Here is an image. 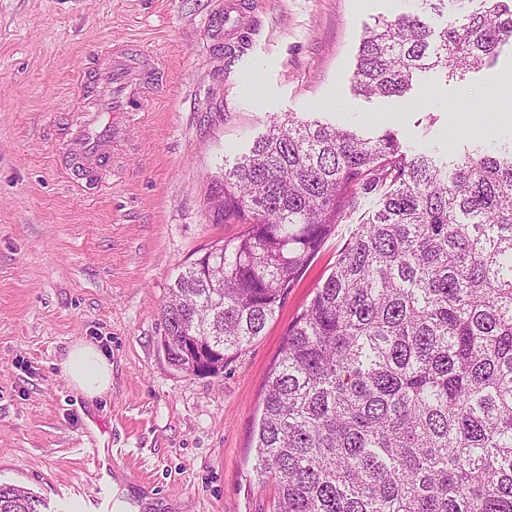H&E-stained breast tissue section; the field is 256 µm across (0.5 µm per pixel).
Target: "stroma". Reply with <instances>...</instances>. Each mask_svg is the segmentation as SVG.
I'll list each match as a JSON object with an SVG mask.
<instances>
[{"instance_id":"obj_1","label":"stroma","mask_w":512,"mask_h":512,"mask_svg":"<svg viewBox=\"0 0 512 512\" xmlns=\"http://www.w3.org/2000/svg\"><path fill=\"white\" fill-rule=\"evenodd\" d=\"M414 0H0V484L40 512H275L253 425L289 323L332 271L362 215L338 224L262 336L214 377L176 371L159 347L177 274L241 232L213 223L207 187L274 115L396 130L418 152L469 119L512 110L490 67L419 73L403 98L359 95L352 74L376 17ZM163 85L130 117L106 193L67 172L73 80L111 45ZM112 363L90 400L60 364L78 342Z\"/></svg>"}]
</instances>
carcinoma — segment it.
Masks as SVG:
<instances>
[{
	"instance_id": "carcinoma-1",
	"label": "carcinoma",
	"mask_w": 512,
	"mask_h": 512,
	"mask_svg": "<svg viewBox=\"0 0 512 512\" xmlns=\"http://www.w3.org/2000/svg\"><path fill=\"white\" fill-rule=\"evenodd\" d=\"M453 10L439 30L423 20ZM512 44V0H416L359 44V94L479 70ZM444 160L397 133L274 116L224 174L218 223L244 225L169 287L171 365L218 373L261 335L362 199L333 270L288 325L258 424L276 512H512V147ZM0 512H38L0 484Z\"/></svg>"
}]
</instances>
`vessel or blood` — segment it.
Segmentation results:
<instances>
[{
  "mask_svg": "<svg viewBox=\"0 0 512 512\" xmlns=\"http://www.w3.org/2000/svg\"><path fill=\"white\" fill-rule=\"evenodd\" d=\"M150 84L148 75L135 66L127 48L115 45L91 71L85 110L73 130L67 163L81 172L85 189L107 187V168L112 151L124 135V125L110 120V113L130 115L138 112Z\"/></svg>",
  "mask_w": 512,
  "mask_h": 512,
  "instance_id": "1",
  "label": "vessel or blood"
}]
</instances>
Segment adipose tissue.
<instances>
[{
	"label": "adipose tissue",
	"instance_id": "obj_1",
	"mask_svg": "<svg viewBox=\"0 0 512 512\" xmlns=\"http://www.w3.org/2000/svg\"><path fill=\"white\" fill-rule=\"evenodd\" d=\"M73 389L88 399L103 396L112 386V364L95 345H73L61 363Z\"/></svg>",
	"mask_w": 512,
	"mask_h": 512
}]
</instances>
